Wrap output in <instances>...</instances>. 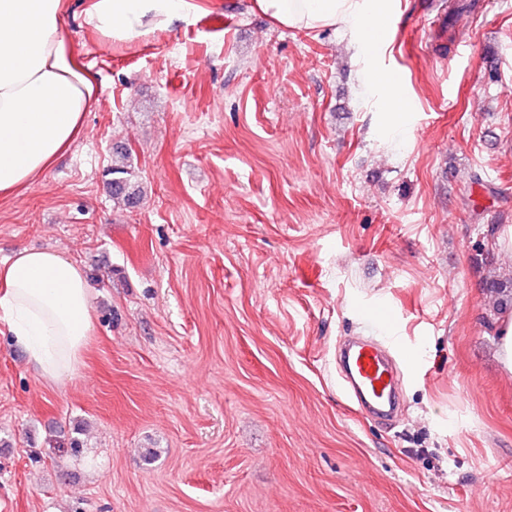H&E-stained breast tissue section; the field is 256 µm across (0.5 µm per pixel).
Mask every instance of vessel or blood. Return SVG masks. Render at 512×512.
Listing matches in <instances>:
<instances>
[{
  "instance_id": "1",
  "label": "vessel or blood",
  "mask_w": 512,
  "mask_h": 512,
  "mask_svg": "<svg viewBox=\"0 0 512 512\" xmlns=\"http://www.w3.org/2000/svg\"><path fill=\"white\" fill-rule=\"evenodd\" d=\"M343 392L359 410L389 423L400 411L404 375L383 343L364 340L345 344L339 353Z\"/></svg>"
}]
</instances>
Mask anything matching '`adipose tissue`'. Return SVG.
I'll list each match as a JSON object with an SVG mask.
<instances>
[{
  "label": "adipose tissue",
  "mask_w": 512,
  "mask_h": 512,
  "mask_svg": "<svg viewBox=\"0 0 512 512\" xmlns=\"http://www.w3.org/2000/svg\"><path fill=\"white\" fill-rule=\"evenodd\" d=\"M67 0H0V194L54 165L81 134L97 100L95 79L62 33ZM279 25L316 30L342 26L366 61L363 84L409 134L408 106L392 77L374 63L385 45L393 0H256ZM197 0H91L84 21L115 43H130L190 20ZM0 319L47 377L68 380L82 361L91 301L81 267L48 249L18 248L0 264Z\"/></svg>",
  "instance_id": "ef3b65f1"
}]
</instances>
